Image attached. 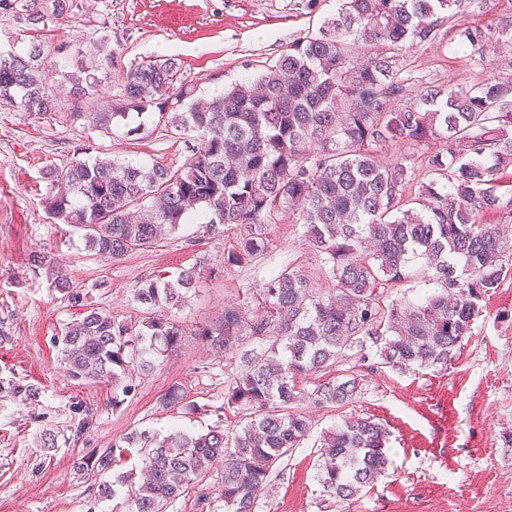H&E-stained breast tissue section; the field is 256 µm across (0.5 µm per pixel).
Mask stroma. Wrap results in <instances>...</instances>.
I'll return each instance as SVG.
<instances>
[{
    "instance_id": "1",
    "label": "stroma",
    "mask_w": 512,
    "mask_h": 512,
    "mask_svg": "<svg viewBox=\"0 0 512 512\" xmlns=\"http://www.w3.org/2000/svg\"><path fill=\"white\" fill-rule=\"evenodd\" d=\"M79 13L48 25L39 35L59 61L60 50L109 35L114 66L174 57L187 82L210 94L238 80L245 63L272 61L292 42L315 32L335 14L337 0H81ZM414 48L405 60L415 79L444 85L499 77L512 51L487 54L473 66L458 50L456 32ZM152 112L113 126L109 135L84 119L40 116L0 100V512H129L126 494L105 498L100 486L116 470L88 467L135 429L159 433L204 431L217 421L224 390L239 376L241 357L219 358L198 336L218 323L224 307L245 302L261 275L291 263L326 287L322 262L307 247L304 228L281 215L267 228L272 247L261 274L219 258L238 231L214 233L198 221L181 225L156 247L112 262L94 255L75 230L49 218L45 175L76 158L125 159L146 165L181 164L191 141L161 136ZM48 252L80 286L85 301L126 322L142 309L133 298L142 280L172 278L196 268L195 287L182 307L169 310L184 334L172 356L154 370L134 373L130 393L114 398L108 382L73 379L55 339L81 308L52 288L45 272L29 266L32 251ZM372 339L346 351L327 376H311L299 412L312 423L300 448L276 467L258 512H512V279L481 303L469 336L445 365L397 369L383 364ZM356 378L344 407L320 408L308 395L325 378ZM181 387L195 414L168 408L163 398ZM94 426L75 436L79 414ZM368 417L389 433L391 464L359 498L345 501L317 479L320 438L342 418ZM216 463L169 506L168 512H224ZM205 503H198V495Z\"/></svg>"
}]
</instances>
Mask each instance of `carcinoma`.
Instances as JSON below:
<instances>
[{
    "instance_id": "cac0c4a2",
    "label": "carcinoma",
    "mask_w": 512,
    "mask_h": 512,
    "mask_svg": "<svg viewBox=\"0 0 512 512\" xmlns=\"http://www.w3.org/2000/svg\"><path fill=\"white\" fill-rule=\"evenodd\" d=\"M338 2L316 33L212 96L184 82L172 58L112 73L104 37L65 63L72 67L64 73L68 98L86 109L82 116L91 126L107 133L131 112L153 108L167 135L197 141L177 167L76 158L50 173L57 189L45 200L46 212L80 231L89 251L119 261L197 217L213 231L218 224L238 227L220 267H247L269 251L265 226L289 211L303 224L306 244L324 256L331 281L318 289L288 265L252 290V317L230 304L221 321L198 332L226 356L247 338L260 343L244 353L240 376L224 392V404L245 415L230 431L220 424L205 433L142 429L101 454L94 465L107 471L129 449L141 453L142 482L121 472L101 488L114 497L116 486L132 487L134 512H166L218 460L224 512H256L276 465L309 433V420L295 411L297 379L328 369L366 336L391 367L445 364L470 333L480 302L512 276L504 259L512 245L501 227L512 223V198L497 194L502 171L512 166V73L465 86L414 87L403 65L407 50L433 43L447 23L456 27L458 45L480 61L512 42V24L457 23L477 0ZM78 11L77 0H0V13L35 31ZM363 45L376 51L361 57ZM47 69L39 42L24 52H1L0 98L42 115L65 111ZM112 83L116 98L100 111L95 96ZM433 141L445 149L426 156L422 172L408 157L388 155L393 145ZM416 180L418 193L410 197L406 189ZM487 212L502 214L503 223L484 222ZM415 260L436 291L419 302L381 307L382 290L406 279ZM30 264L45 270L72 305L85 306L50 256L36 252ZM196 278L189 268L174 280L144 281L135 289L145 313L136 327L96 308L67 323L59 342L69 375L116 382L170 356L182 331L155 310L180 305ZM356 390L353 378L330 380L317 388L314 403L342 407ZM386 438L368 417L327 432L322 485L342 500L360 495L388 468Z\"/></svg>"
}]
</instances>
